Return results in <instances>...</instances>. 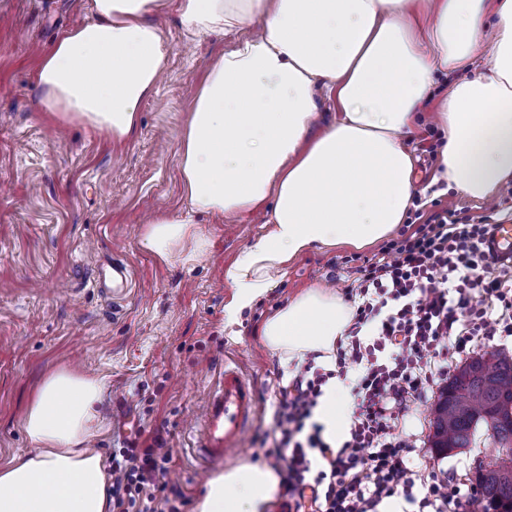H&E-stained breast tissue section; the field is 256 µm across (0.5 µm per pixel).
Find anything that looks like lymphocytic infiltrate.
Here are the masks:
<instances>
[{"label":"lymphocytic infiltrate","instance_id":"f902f5d3","mask_svg":"<svg viewBox=\"0 0 512 512\" xmlns=\"http://www.w3.org/2000/svg\"><path fill=\"white\" fill-rule=\"evenodd\" d=\"M492 237V224L436 215L356 267L355 310L333 368L307 358L272 413L267 454L284 465L294 512H381L394 500L414 512H482L476 485L425 461L409 465L415 447L397 426L447 379L449 354L512 337V260L494 254ZM333 378L350 381L354 400L334 441L314 419ZM170 461L159 437L113 453L112 512H182L187 500L166 480Z\"/></svg>","mask_w":512,"mask_h":512}]
</instances>
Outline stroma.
<instances>
[{
	"mask_svg": "<svg viewBox=\"0 0 512 512\" xmlns=\"http://www.w3.org/2000/svg\"><path fill=\"white\" fill-rule=\"evenodd\" d=\"M87 19L85 0H0V465L34 453L23 430L25 411L50 373L73 369L104 383L105 427L88 447L108 459L126 440L147 445L162 437L171 454L170 482L187 499L184 512H195L208 475L195 470L189 429L220 368L238 364L257 394L254 423L243 450L226 462L230 470L263 461L273 407L294 371L286 356L259 340L264 319L310 287L344 293L357 260L379 247L311 250L273 274L271 288L239 323H227L233 288L224 272L267 233L268 208L233 219L202 216L209 247L190 263L159 261L142 235L155 214L188 205L178 144L207 67L241 33L190 38L176 10L160 16L171 44L165 75L140 107L135 137L116 145L79 124L54 122L38 105L39 57ZM461 78L438 75L407 142L415 195L427 217L453 212L503 222L512 218L511 193L499 189L491 204L471 198L441 179V161L428 152L442 138L438 101ZM116 263L130 265L136 281L120 300L95 284L99 269ZM433 405L414 404L399 433L442 472L472 482L483 443L437 453L430 443Z\"/></svg>",
	"mask_w": 512,
	"mask_h": 512,
	"instance_id": "35a3bbf8",
	"label": "stroma"
}]
</instances>
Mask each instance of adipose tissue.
<instances>
[{
  "mask_svg": "<svg viewBox=\"0 0 512 512\" xmlns=\"http://www.w3.org/2000/svg\"><path fill=\"white\" fill-rule=\"evenodd\" d=\"M176 6L185 34H250L209 67L178 149L185 212L154 218L146 247L161 261L202 255L200 213L236 215L271 202V232L225 273L228 318L268 288L269 274L316 247L387 239L415 191L403 141L441 71L463 77L439 106L443 178L477 199L512 181V0H86L36 73L39 106L123 142L156 90L170 46L156 21ZM490 60L477 66L482 48ZM335 121L312 135L317 87ZM352 317L335 291L312 287L268 316L266 347L330 359ZM101 380L59 370L41 383L23 427L35 453L0 466V512H109L101 454ZM281 477L245 463L209 479L195 512H267Z\"/></svg>",
  "mask_w": 512,
  "mask_h": 512,
  "instance_id": "adipose-tissue-1",
  "label": "adipose tissue"
}]
</instances>
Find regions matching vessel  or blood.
<instances>
[{"mask_svg": "<svg viewBox=\"0 0 512 512\" xmlns=\"http://www.w3.org/2000/svg\"><path fill=\"white\" fill-rule=\"evenodd\" d=\"M256 405L253 382L238 367H222L219 383L195 426L192 453L203 469L223 466L242 448Z\"/></svg>", "mask_w": 512, "mask_h": 512, "instance_id": "1", "label": "vessel or blood"}]
</instances>
